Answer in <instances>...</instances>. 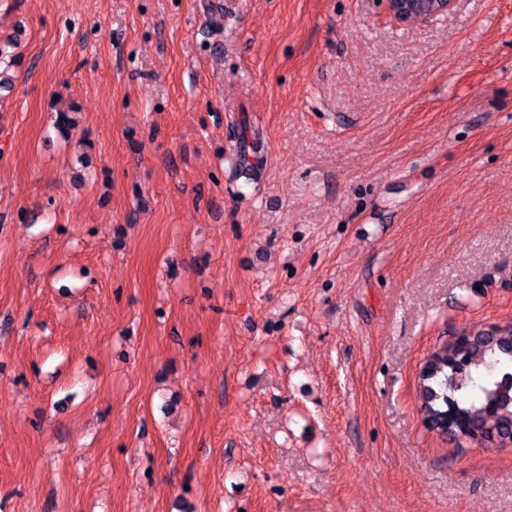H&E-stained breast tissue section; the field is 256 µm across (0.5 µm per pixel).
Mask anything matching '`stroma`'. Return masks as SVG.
<instances>
[{
	"instance_id": "35a3bbf8",
	"label": "stroma",
	"mask_w": 512,
	"mask_h": 512,
	"mask_svg": "<svg viewBox=\"0 0 512 512\" xmlns=\"http://www.w3.org/2000/svg\"><path fill=\"white\" fill-rule=\"evenodd\" d=\"M7 39L0 512H512V443L417 387L512 322V0H0Z\"/></svg>"
}]
</instances>
